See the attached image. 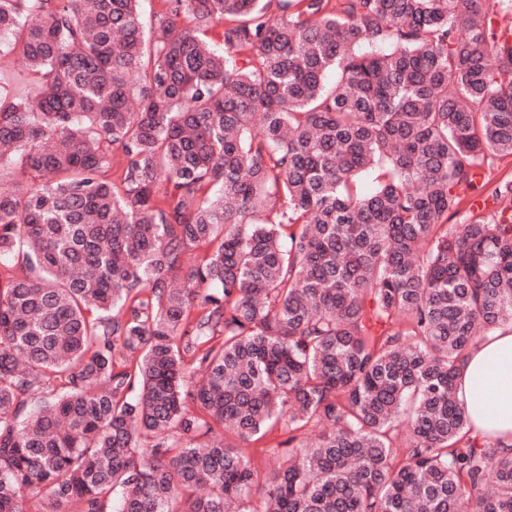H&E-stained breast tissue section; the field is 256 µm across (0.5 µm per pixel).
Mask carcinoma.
<instances>
[{"instance_id":"carcinoma-1","label":"carcinoma","mask_w":512,"mask_h":512,"mask_svg":"<svg viewBox=\"0 0 512 512\" xmlns=\"http://www.w3.org/2000/svg\"><path fill=\"white\" fill-rule=\"evenodd\" d=\"M140 2L0 0V512H512L502 0ZM457 397L474 436L512 446V326L494 328L468 351Z\"/></svg>"}]
</instances>
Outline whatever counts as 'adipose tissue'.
Returning <instances> with one entry per match:
<instances>
[{
	"mask_svg": "<svg viewBox=\"0 0 512 512\" xmlns=\"http://www.w3.org/2000/svg\"><path fill=\"white\" fill-rule=\"evenodd\" d=\"M457 397L475 433L512 446V326L494 328L468 351Z\"/></svg>",
	"mask_w": 512,
	"mask_h": 512,
	"instance_id": "adipose-tissue-1",
	"label": "adipose tissue"
}]
</instances>
